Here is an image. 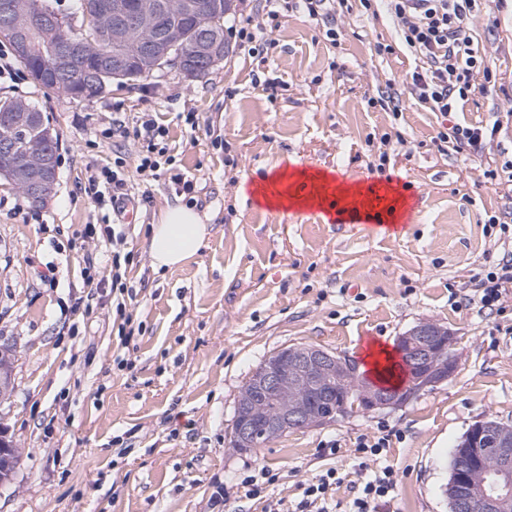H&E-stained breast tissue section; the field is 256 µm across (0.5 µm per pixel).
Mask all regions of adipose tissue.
I'll return each mask as SVG.
<instances>
[{
    "label": "adipose tissue",
    "mask_w": 512,
    "mask_h": 512,
    "mask_svg": "<svg viewBox=\"0 0 512 512\" xmlns=\"http://www.w3.org/2000/svg\"><path fill=\"white\" fill-rule=\"evenodd\" d=\"M208 226L195 210L175 205L162 210L150 227V256L155 271L182 266L204 246Z\"/></svg>",
    "instance_id": "adipose-tissue-1"
}]
</instances>
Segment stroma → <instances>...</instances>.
I'll list each match as a JSON object with an SVG mask.
<instances>
[{"mask_svg":"<svg viewBox=\"0 0 512 512\" xmlns=\"http://www.w3.org/2000/svg\"><path fill=\"white\" fill-rule=\"evenodd\" d=\"M491 7L480 0L472 24L504 91L470 100L458 118L475 125L512 109V13L501 12L491 34ZM337 24L338 47L296 15L275 31L269 61L234 48L205 80L165 68L81 102L43 88L19 63L0 79V96L35 103L60 133L45 206L29 207L0 180V345L14 354L0 430L20 454L0 512H262L235 486L247 467L277 473L272 497L292 502L326 469L350 471L356 437L382 425L403 435L386 457L398 475L389 512H450L452 449L478 421L512 425V307L490 316L456 304L475 274L512 249V238L485 224L503 192L483 176L512 153V128L483 157L441 154L434 113L408 101L397 113L369 103L415 67L389 16L356 5ZM379 42L395 52L377 55ZM258 76L281 84L277 100L255 85ZM143 112L168 126L170 153L197 179L209 226L201 251L165 272L150 265L149 228L182 199L167 176L136 175L138 143L112 132L115 114L129 121ZM186 112L209 125L198 141L185 133ZM118 156L133 172L137 204L122 226L134 255L127 308L140 325L126 345L112 328V243L85 234L114 218L95 202L90 177ZM271 170L334 172L359 191L360 209L382 211L384 225L340 229L329 191L311 200L294 189L306 204L288 209L240 194ZM91 263L95 281L85 274ZM425 321L456 337L447 381L397 410H355L250 452L231 448L239 392L273 352L314 344L354 359L368 338L392 345ZM331 440L333 455L324 450ZM221 490L227 505L213 507Z\"/></svg>","mask_w":512,"mask_h":512,"instance_id":"1","label":"stroma"}]
</instances>
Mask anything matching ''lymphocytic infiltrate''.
<instances>
[{"label":"lymphocytic infiltrate","mask_w":512,"mask_h":512,"mask_svg":"<svg viewBox=\"0 0 512 512\" xmlns=\"http://www.w3.org/2000/svg\"><path fill=\"white\" fill-rule=\"evenodd\" d=\"M365 12L386 11L397 23L401 47L414 57L416 66L406 82L405 92L393 83L379 89L377 104L381 109L400 111L403 100H411L439 114L440 127L433 139L438 152L464 158L482 156L503 128L502 119L473 125L455 121L475 94L498 92L497 73L487 61L484 45L470 22L477 0H359ZM348 0H263L260 12L240 15L228 28L238 48L250 55H272L277 47L274 32L283 19L305 15L323 28L332 45H340L342 31L336 23L338 11ZM121 137L140 145L138 174L156 175L173 165L169 153V130L150 114L137 117L132 124L116 128ZM130 176L123 158L101 168L92 177L97 202H109L113 212H121L127 197ZM470 302L480 304L489 313L500 314L512 300V253L504 254L486 274L475 275ZM395 430H381L374 437L359 436L355 452L359 460L355 479L345 480L336 469H328L315 482L307 484L295 506L270 498L268 490L276 480L271 471L261 468L239 478L237 486L245 498L264 501V512H336L335 493L349 484L354 497L351 512H379L394 498L397 479L391 465L381 459L390 448Z\"/></svg>","instance_id":"lymphocytic-infiltrate-1"}]
</instances>
